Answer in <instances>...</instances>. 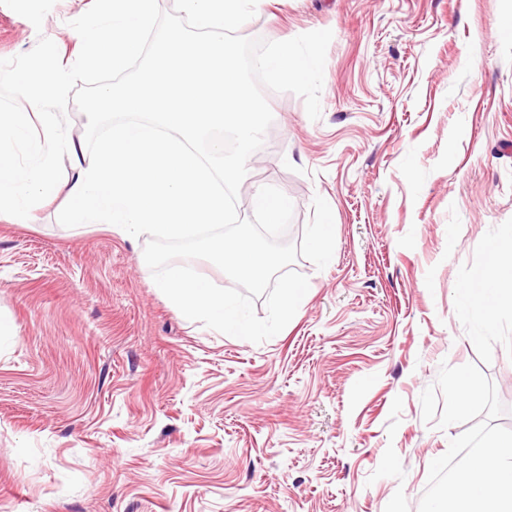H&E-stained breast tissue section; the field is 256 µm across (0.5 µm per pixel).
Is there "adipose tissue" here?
<instances>
[{
	"label": "adipose tissue",
	"instance_id": "ef3b65f1",
	"mask_svg": "<svg viewBox=\"0 0 512 512\" xmlns=\"http://www.w3.org/2000/svg\"><path fill=\"white\" fill-rule=\"evenodd\" d=\"M464 291L488 315L503 300H512V252L492 250L486 265L465 285Z\"/></svg>",
	"mask_w": 512,
	"mask_h": 512
}]
</instances>
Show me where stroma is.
I'll use <instances>...</instances> for the list:
<instances>
[{
  "label": "stroma",
  "instance_id": "obj_1",
  "mask_svg": "<svg viewBox=\"0 0 512 512\" xmlns=\"http://www.w3.org/2000/svg\"><path fill=\"white\" fill-rule=\"evenodd\" d=\"M0 6V59L52 39ZM512 0H262L239 30H331L311 120L274 119L240 196L279 188L304 230L329 204L335 248L256 344L187 319L160 294L146 237L66 227L64 198L0 221V512H418L431 462L465 427L422 418L441 363L478 365L512 422V306L463 287L512 245ZM480 41V58L468 48Z\"/></svg>",
  "mask_w": 512,
  "mask_h": 512
}]
</instances>
